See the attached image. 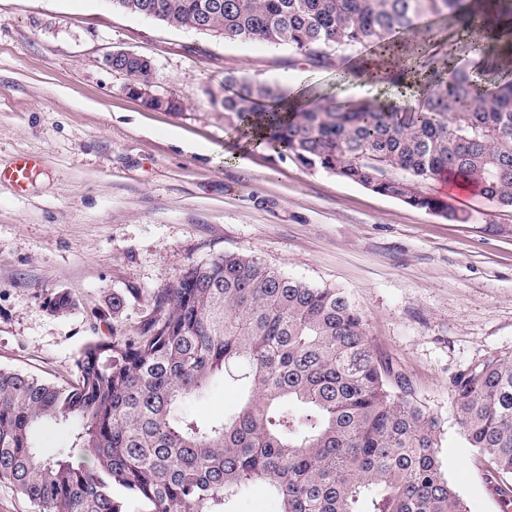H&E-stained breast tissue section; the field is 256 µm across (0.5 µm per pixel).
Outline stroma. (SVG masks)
I'll return each mask as SVG.
<instances>
[{"mask_svg":"<svg viewBox=\"0 0 512 512\" xmlns=\"http://www.w3.org/2000/svg\"><path fill=\"white\" fill-rule=\"evenodd\" d=\"M131 50L183 108H147L105 58ZM293 94L351 95L341 71L260 41L228 43L118 11L111 0H0V367L71 377L92 311L136 289L120 318L133 332L152 295L189 266L247 252L288 277L345 292L376 352L439 421V451L468 512H501L488 468L453 410L454 376L512 356V210L482 197L451 223L308 170L240 138L215 94L224 75ZM76 307L55 315L49 301ZM240 393L214 386L187 413L234 412Z\"/></svg>","mask_w":512,"mask_h":512,"instance_id":"stroma-1","label":"stroma"}]
</instances>
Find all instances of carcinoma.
<instances>
[{
    "label": "carcinoma",
    "instance_id": "obj_1",
    "mask_svg": "<svg viewBox=\"0 0 512 512\" xmlns=\"http://www.w3.org/2000/svg\"><path fill=\"white\" fill-rule=\"evenodd\" d=\"M113 7L226 42L286 47L317 67L372 48L394 57L390 83L425 93L403 112L339 95L290 110L278 86L235 71L220 100L242 136L452 223L468 215L426 189L443 176L512 208V0H112ZM450 17L487 39L478 72L421 51L430 20ZM112 70L153 81V65L119 57ZM76 306L56 293L50 310ZM73 380L0 369V483L32 512H236L259 484L281 512H468L439 455L437 418L380 357L359 308L341 290L294 280L232 252L185 269L128 334L85 343ZM242 392L233 415L193 419L185 403L212 384ZM470 447L512 475V357L452 382ZM67 437L45 448L38 431Z\"/></svg>",
    "mask_w": 512,
    "mask_h": 512
}]
</instances>
